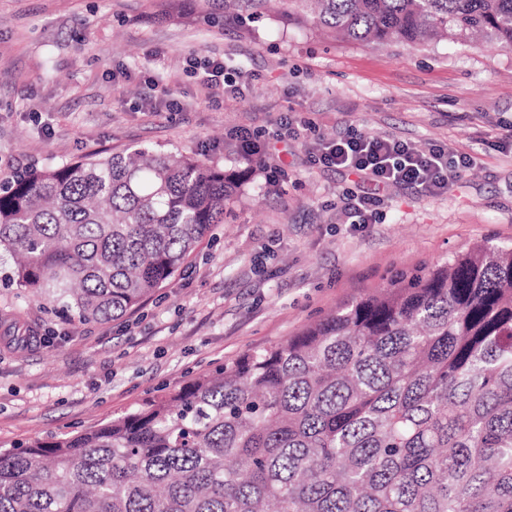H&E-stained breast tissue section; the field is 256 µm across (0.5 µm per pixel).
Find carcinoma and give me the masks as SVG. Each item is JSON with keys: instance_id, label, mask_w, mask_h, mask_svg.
<instances>
[{"instance_id": "1", "label": "carcinoma", "mask_w": 512, "mask_h": 512, "mask_svg": "<svg viewBox=\"0 0 512 512\" xmlns=\"http://www.w3.org/2000/svg\"><path fill=\"white\" fill-rule=\"evenodd\" d=\"M256 15L265 0H223ZM355 42L512 47V0H288ZM237 191L132 147L0 181L8 283L77 324L140 306ZM0 512H512V245L485 240L84 431L0 449Z\"/></svg>"}]
</instances>
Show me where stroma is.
Returning <instances> with one entry per match:
<instances>
[{
  "label": "stroma",
  "mask_w": 512,
  "mask_h": 512,
  "mask_svg": "<svg viewBox=\"0 0 512 512\" xmlns=\"http://www.w3.org/2000/svg\"><path fill=\"white\" fill-rule=\"evenodd\" d=\"M220 58L254 74L227 99L186 70ZM316 132L275 139L282 116ZM512 49L494 43L354 42L289 17L254 20L222 0H0V166L21 171L136 144L203 158L240 186L176 275L134 312L74 325L5 285L36 335L0 342V448L82 431L274 346L337 306L489 240L512 243ZM258 133L240 157L228 136ZM469 155L448 190H379L350 224L357 175L312 164L347 129ZM344 212L350 224H370L379 199L372 193L350 194L346 197Z\"/></svg>",
  "instance_id": "1"
}]
</instances>
